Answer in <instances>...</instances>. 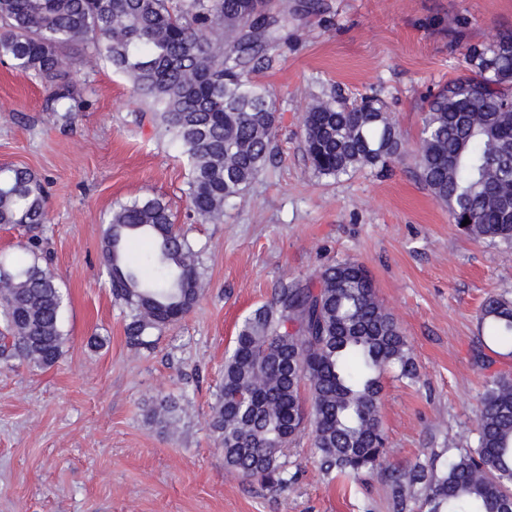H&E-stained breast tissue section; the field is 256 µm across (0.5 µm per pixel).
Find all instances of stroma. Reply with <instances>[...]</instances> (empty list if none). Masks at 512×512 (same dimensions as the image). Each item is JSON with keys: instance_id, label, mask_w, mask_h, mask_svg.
<instances>
[{"instance_id": "35a3bbf8", "label": "stroma", "mask_w": 512, "mask_h": 512, "mask_svg": "<svg viewBox=\"0 0 512 512\" xmlns=\"http://www.w3.org/2000/svg\"><path fill=\"white\" fill-rule=\"evenodd\" d=\"M282 32L252 79L276 106L275 155L209 224L183 194L189 169L109 61L73 53L66 78L82 109L63 124L41 81L0 63V167H25L47 191L44 245L65 303L64 353L49 367H0V512H395L386 473L352 485L318 467L310 434L290 447L296 480L273 490L228 473L208 422L224 357L242 320L280 281L322 265L362 263L408 338L419 379L387 381L388 461L407 468L449 442L474 444L484 372L512 358L479 349L488 294L512 297L506 248L459 231L419 181L412 159L384 171L318 177L302 144L313 94L385 102L407 147L421 108L468 75V48L512 30V0H316ZM157 197L202 248L207 286L151 350L129 346L100 261L112 208ZM104 346H96L97 337ZM187 408L177 434L152 422L160 400Z\"/></svg>"}]
</instances>
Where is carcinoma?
Listing matches in <instances>:
<instances>
[{
  "instance_id": "1",
  "label": "carcinoma",
  "mask_w": 512,
  "mask_h": 512,
  "mask_svg": "<svg viewBox=\"0 0 512 512\" xmlns=\"http://www.w3.org/2000/svg\"><path fill=\"white\" fill-rule=\"evenodd\" d=\"M297 11L292 0H0V62L53 85L69 72L68 47H81L88 64L109 60L186 158L191 210L216 223L274 156V101L250 74L272 62L280 30ZM468 62L471 75L426 101L414 150L407 151L381 100L350 105L316 95L303 116L304 151L318 176L334 180L410 154L419 180L458 229L512 247V32L470 50ZM72 100L57 88L47 111L68 123ZM46 222L40 179L26 168L0 169V224L27 235L20 253L0 254L6 366H51L66 344L63 295L42 248ZM143 238L151 242V279L129 256ZM101 256L134 346L151 347L202 294L200 251L159 198L112 209ZM480 321L481 345L512 354V300L487 296ZM388 373L410 384L418 379L407 336L377 299L364 265L347 259L313 279L281 281L272 300L242 322L224 359L210 418L224 468L284 486L292 481L288 447L309 428L320 469L360 480L386 463ZM152 417L167 430L180 421L166 400ZM417 485L418 512H512V376L485 377L475 446L392 473L399 512Z\"/></svg>"
}]
</instances>
